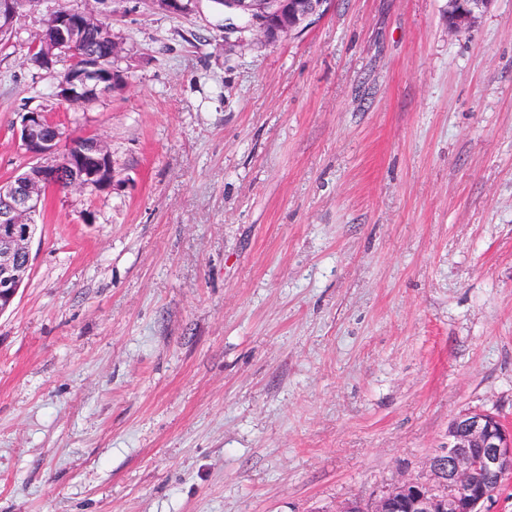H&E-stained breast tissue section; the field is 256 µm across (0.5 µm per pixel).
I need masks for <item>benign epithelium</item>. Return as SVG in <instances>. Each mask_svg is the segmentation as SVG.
I'll use <instances>...</instances> for the list:
<instances>
[{"mask_svg":"<svg viewBox=\"0 0 512 512\" xmlns=\"http://www.w3.org/2000/svg\"><path fill=\"white\" fill-rule=\"evenodd\" d=\"M329 0H224V38L242 31L237 21L268 41L301 32L324 11ZM493 0H448V28L475 23ZM96 23V15L82 13L73 20L62 13L56 21L50 53L63 51L79 33ZM60 97L90 104L110 91L96 65L71 73L59 85ZM17 136L28 154L38 159L17 176L0 182V314L10 310L30 270V242L35 235L32 217L42 211L50 192L58 189L62 131L44 112H25ZM112 153L93 137L77 140L67 152L65 182L82 193L105 190L112 183ZM429 475L405 478L371 501L348 499L335 512H487L485 504L512 475V428L488 411L472 410L453 418L448 442L427 462Z\"/></svg>","mask_w":512,"mask_h":512,"instance_id":"obj_1","label":"benign epithelium"}]
</instances>
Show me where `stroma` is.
I'll use <instances>...</instances> for the list:
<instances>
[{"label":"stroma","instance_id":"obj_1","mask_svg":"<svg viewBox=\"0 0 512 512\" xmlns=\"http://www.w3.org/2000/svg\"><path fill=\"white\" fill-rule=\"evenodd\" d=\"M110 16L112 90L24 62ZM0 42V180L45 109L114 177L52 192L0 315V512H331L512 425V0H334L225 40L214 0H38ZM493 0H448V28L458 30L471 26ZM102 72L97 65H88L78 71L71 73L68 82L59 85L60 97L66 101L77 100V104H91L89 99L98 98L100 95L110 91V87L102 81Z\"/></svg>","mask_w":512,"mask_h":512}]
</instances>
